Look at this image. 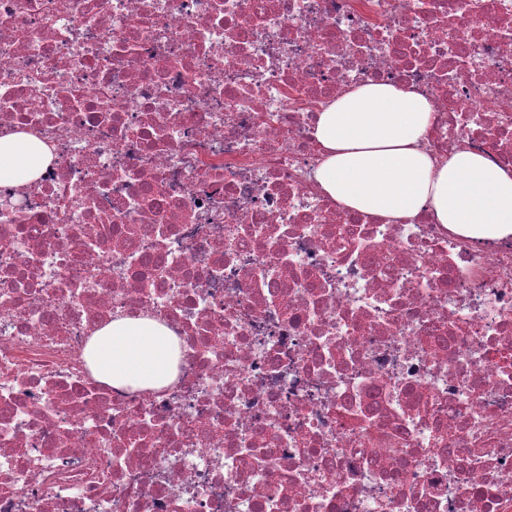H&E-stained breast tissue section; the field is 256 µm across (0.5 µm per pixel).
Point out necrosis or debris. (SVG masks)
I'll return each instance as SVG.
<instances>
[{"label": "necrosis or debris", "mask_w": 512, "mask_h": 512, "mask_svg": "<svg viewBox=\"0 0 512 512\" xmlns=\"http://www.w3.org/2000/svg\"><path fill=\"white\" fill-rule=\"evenodd\" d=\"M512 167V0H0V512H512V237L340 208L318 112L366 80ZM117 316L180 340L95 380ZM51 160L45 145L30 134L0 137V186L20 188L34 182ZM85 358L100 381L158 390L175 380L180 348L175 334L154 321L116 317L91 338Z\"/></svg>", "instance_id": "obj_1"}]
</instances>
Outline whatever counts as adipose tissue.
Returning <instances> with one entry per match:
<instances>
[{
    "label": "adipose tissue",
    "mask_w": 512,
    "mask_h": 512,
    "mask_svg": "<svg viewBox=\"0 0 512 512\" xmlns=\"http://www.w3.org/2000/svg\"><path fill=\"white\" fill-rule=\"evenodd\" d=\"M431 114L416 88L365 82L320 112L314 136L323 153L320 188L341 207L389 220L421 209L436 223L484 241L512 236V169L467 150L438 160L420 147ZM52 156L36 137H0V186L34 182ZM94 376L115 387L158 390L176 378L179 342L166 327L117 317L85 348Z\"/></svg>",
    "instance_id": "1"
}]
</instances>
